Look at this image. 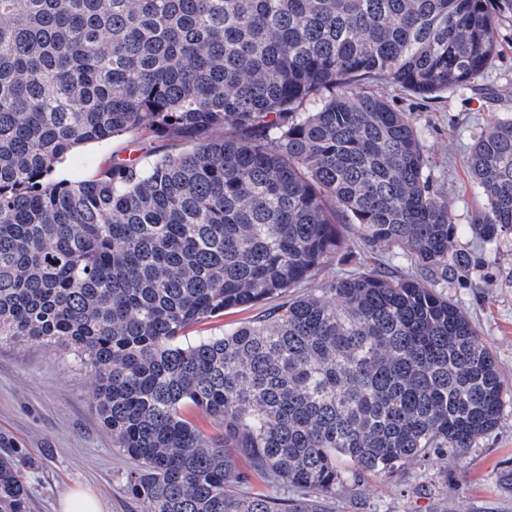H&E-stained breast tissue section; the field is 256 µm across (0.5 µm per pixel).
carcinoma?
Here are the masks:
<instances>
[{"label": "carcinoma", "instance_id": "carcinoma-1", "mask_svg": "<svg viewBox=\"0 0 512 512\" xmlns=\"http://www.w3.org/2000/svg\"><path fill=\"white\" fill-rule=\"evenodd\" d=\"M499 24L491 0H0V343L92 373L142 512H323L497 426L505 381L460 307L333 259L350 224L370 256L405 247L444 277L469 263L383 89H467ZM131 133L180 151L53 179L76 146ZM466 166L492 244L512 233V117ZM0 512H31L2 434ZM268 306H254L249 309H234L224 313V316L212 318L188 328L186 336H215L221 335L224 329L232 328L240 323L247 322L257 315L263 314Z\"/></svg>", "mask_w": 512, "mask_h": 512}]
</instances>
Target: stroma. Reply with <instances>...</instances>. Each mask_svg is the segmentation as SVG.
<instances>
[{
    "mask_svg": "<svg viewBox=\"0 0 512 512\" xmlns=\"http://www.w3.org/2000/svg\"><path fill=\"white\" fill-rule=\"evenodd\" d=\"M502 56L473 88L437 99L392 89L431 160L430 174L457 228L455 244L471 265L431 285L478 327L508 386L498 425L459 454L414 460L391 476L367 477L360 495L325 501L326 512H512V234L480 244L471 220L485 200L471 185L464 161L477 136L512 116V0H502ZM167 141L126 134L74 148L55 179L80 181L113 153L150 159L173 153ZM0 433L15 439L34 462L26 473L32 512H59L75 490L99 499L102 512H141L126 489L134 462L112 446L97 407L92 374L73 355L37 341L0 344Z\"/></svg>",
    "mask_w": 512,
    "mask_h": 512,
    "instance_id": "stroma-1",
    "label": "stroma"
}]
</instances>
